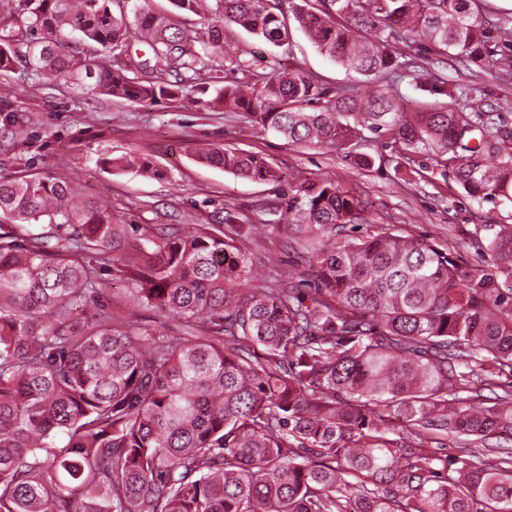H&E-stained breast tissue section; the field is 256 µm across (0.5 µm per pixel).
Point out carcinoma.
Segmentation results:
<instances>
[{
  "label": "carcinoma",
  "instance_id": "carcinoma-1",
  "mask_svg": "<svg viewBox=\"0 0 512 512\" xmlns=\"http://www.w3.org/2000/svg\"><path fill=\"white\" fill-rule=\"evenodd\" d=\"M0 0V71L21 91L72 82L153 105L187 88L211 108L290 145L351 150L369 130L426 152L471 199L512 202V129L468 112L471 89L438 75L435 100L400 111L393 83L422 44L512 66L488 44L481 0ZM201 18L189 29L183 14ZM319 52L376 85L337 92L300 68L257 70L230 44L246 33L283 52L288 14ZM242 77L229 81L228 74ZM203 162L279 183L268 158L232 147ZM111 169L150 163L134 154ZM56 178L0 181V512H512V225L470 266L423 236L355 235L363 202L332 180H303L267 211L304 261L308 296L253 276L257 225H127ZM121 265L129 297L183 322L154 334L104 309L86 318L99 272ZM234 340L224 344L222 334ZM458 443L440 458L431 437ZM419 440L412 446L411 439Z\"/></svg>",
  "mask_w": 512,
  "mask_h": 512
}]
</instances>
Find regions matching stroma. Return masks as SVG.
Returning a JSON list of instances; mask_svg holds the SVG:
<instances>
[{
	"mask_svg": "<svg viewBox=\"0 0 512 512\" xmlns=\"http://www.w3.org/2000/svg\"><path fill=\"white\" fill-rule=\"evenodd\" d=\"M480 20L499 50L512 55V0H483ZM292 49L290 65L320 76L330 89L360 85L357 73L324 57L301 31H294ZM419 70L425 76L436 74L480 87V94L468 100V110L494 112L502 124L512 127V74L498 77L482 63L446 55L421 60ZM18 78L15 71L0 73V180L36 175L80 181L86 193L111 200L117 223L131 225L126 245L132 252L142 244L140 228L190 219L216 224L228 208L257 212L286 191L299 173L314 181L333 180L365 200L363 232H374L382 224L398 225L472 265L484 266L490 260L484 237L471 234L473 225L512 224V203L471 200L447 169L434 166L423 153L416 156L421 173L396 168L397 146L371 132L354 154L319 145L301 148L240 123L233 115L209 111L190 95L144 106L55 83L32 98L19 94ZM213 143L261 153L281 167L284 182L256 183L200 161L197 150ZM130 151L148 159L153 174L103 167L102 158ZM361 153L374 158V165L361 166ZM287 241L283 233L259 235L250 250L256 263L295 284L300 269ZM101 277L100 302L106 309L144 328L182 335L180 322L129 301L123 273L105 271Z\"/></svg>",
	"mask_w": 512,
	"mask_h": 512,
	"instance_id": "1",
	"label": "stroma"
}]
</instances>
